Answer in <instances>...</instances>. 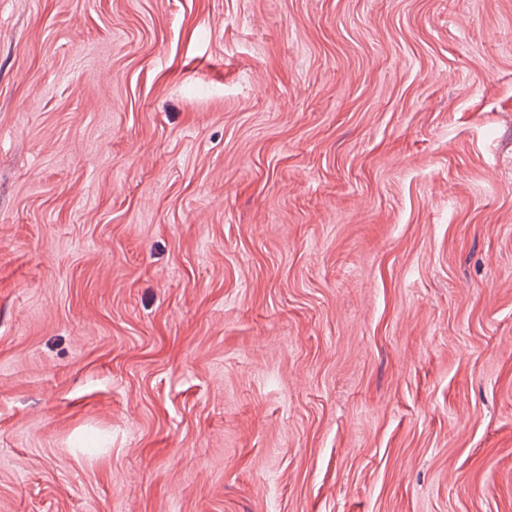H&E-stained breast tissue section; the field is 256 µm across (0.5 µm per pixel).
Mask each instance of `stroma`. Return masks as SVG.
<instances>
[{
  "label": "stroma",
  "instance_id": "stroma-1",
  "mask_svg": "<svg viewBox=\"0 0 512 512\" xmlns=\"http://www.w3.org/2000/svg\"><path fill=\"white\" fill-rule=\"evenodd\" d=\"M0 512H512V0H0Z\"/></svg>",
  "mask_w": 512,
  "mask_h": 512
}]
</instances>
